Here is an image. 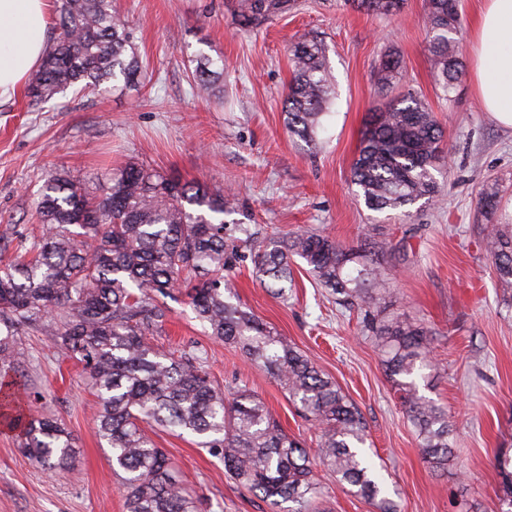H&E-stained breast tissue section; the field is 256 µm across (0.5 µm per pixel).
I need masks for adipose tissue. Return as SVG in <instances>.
Here are the masks:
<instances>
[{
	"label": "adipose tissue",
	"instance_id": "ef3b65f1",
	"mask_svg": "<svg viewBox=\"0 0 512 512\" xmlns=\"http://www.w3.org/2000/svg\"><path fill=\"white\" fill-rule=\"evenodd\" d=\"M49 0H0V97L39 68L48 43ZM470 47L484 108L512 126V0H484Z\"/></svg>",
	"mask_w": 512,
	"mask_h": 512
}]
</instances>
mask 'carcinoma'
Here are the masks:
<instances>
[{
  "label": "carcinoma",
  "instance_id": "obj_1",
  "mask_svg": "<svg viewBox=\"0 0 512 512\" xmlns=\"http://www.w3.org/2000/svg\"><path fill=\"white\" fill-rule=\"evenodd\" d=\"M368 15L391 17L403 0H351ZM295 0H238L237 20L256 28ZM56 20L45 59L27 96L34 103L56 99L69 89L98 90L121 80L139 84L142 73L126 20L112 0H56ZM430 55L444 97L463 73L458 0H425ZM292 79L284 101L291 133L310 139L332 99L327 46L316 36L291 49ZM398 62L389 56L377 68L375 84L394 85ZM223 68L200 59L196 90L211 94ZM443 131L416 92L372 113L352 165L355 197L370 210H398L439 194L435 172L445 160ZM91 191L70 173L56 169L36 206L41 242L0 265V425L18 432L21 448L51 472L75 457L63 423L20 409L24 388L6 374L25 360L20 336L47 326L60 348L82 363L95 390L98 435L120 476L126 512H199L201 497L174 475L169 458L150 431L170 429L198 438L224 461L226 474L258 491L274 512H319L321 468L341 487L381 512H397L368 459L366 421L332 378L278 331L227 295L228 277L250 258L256 278L285 296L293 258L303 259L318 285L339 304L356 308L382 357V365L414 426L423 459L445 469L451 461L448 414L419 393L434 378L431 331L404 314H387L382 295L387 269L380 256L386 242L346 246L327 235L295 232L266 237L249 224H228L223 215L235 202L200 184L182 183L144 162H129L96 178ZM491 223L484 241L497 278L512 288V224L502 220L497 187L480 192ZM249 245V255L237 242ZM185 286L195 318L207 334L239 348L254 367L269 374L289 399L300 404L319 429L310 452L272 418L247 386H214L203 360L156 348L166 310L159 298ZM501 512H512V456L499 455Z\"/></svg>",
  "mask_w": 512,
  "mask_h": 512
}]
</instances>
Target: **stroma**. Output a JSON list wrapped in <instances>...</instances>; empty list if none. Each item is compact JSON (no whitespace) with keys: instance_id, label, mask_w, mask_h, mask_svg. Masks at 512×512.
<instances>
[{"instance_id":"35a3bbf8","label":"stroma","mask_w":512,"mask_h":512,"mask_svg":"<svg viewBox=\"0 0 512 512\" xmlns=\"http://www.w3.org/2000/svg\"><path fill=\"white\" fill-rule=\"evenodd\" d=\"M133 33L144 66L138 86L68 91L35 104L17 90L0 100V232L7 254L31 247L36 203L57 167L86 186L97 173L144 161L184 182L232 190L239 211L226 222L264 232L317 231L346 245L386 241L394 279L390 309L433 333L434 380L423 393L444 407L453 459L437 471L423 460L381 355L357 310L337 305L303 260L279 298L243 262L232 279L241 302L275 327L331 377L361 410L370 453L400 512H498V453L512 454V306L504 299L484 244L483 183L495 180L512 213V127L484 112L472 72L444 98L429 60L424 0H404L394 17L370 16L343 0H299L254 29L241 28L232 0H112ZM328 48L334 96L316 140L288 129L283 98L291 78L290 46L304 36ZM400 80L382 90L374 74L386 55ZM222 61L220 97L199 98L192 73L200 57ZM428 102L444 134L445 164L437 201L373 211L355 199L351 166L370 112L407 91ZM168 321L154 344L196 353L219 387L247 383L283 429L307 447L312 422L239 349L206 336L183 290L164 298ZM20 377L33 413L61 420L76 455L49 474L0 428V512H125L121 481L94 421L96 397L80 363L65 358L57 337H21ZM183 482L202 497L203 512H270L261 495L230 480L224 463L193 437L154 436Z\"/></svg>"}]
</instances>
